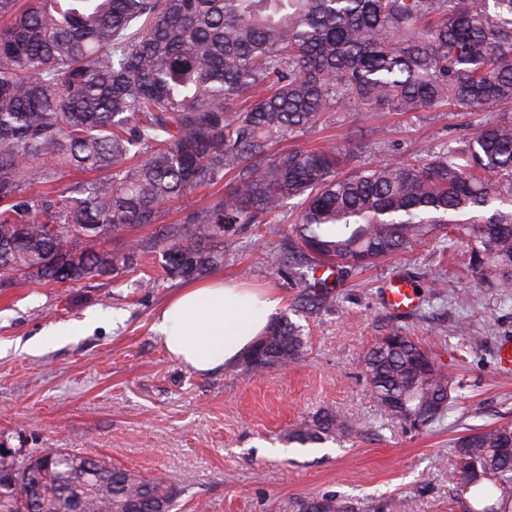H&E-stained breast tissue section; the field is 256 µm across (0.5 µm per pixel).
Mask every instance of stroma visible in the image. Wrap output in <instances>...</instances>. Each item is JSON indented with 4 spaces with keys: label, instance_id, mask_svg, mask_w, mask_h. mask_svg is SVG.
<instances>
[{
    "label": "stroma",
    "instance_id": "1",
    "mask_svg": "<svg viewBox=\"0 0 512 512\" xmlns=\"http://www.w3.org/2000/svg\"><path fill=\"white\" fill-rule=\"evenodd\" d=\"M488 118L381 114L324 125L307 139L339 142L360 126L368 132L366 160L402 161ZM382 127L387 148L379 145ZM287 251L283 234L236 224L224 234L223 263L206 275L276 289L289 310L303 291L265 261ZM470 257L452 229L362 269L343 263L319 271L332 290L328 302L296 318L307 336L301 360L261 373L238 362L200 375L167 354L152 325L185 281L165 275L161 252L138 254L113 275L0 286V453L17 461L68 448L173 479L174 512H298L324 495L353 512H464L453 439L512 423V372L498 361L512 346V299L470 271ZM401 277L417 287L418 304L398 312L383 290ZM92 313L94 329L37 354L24 351L50 328ZM462 322L481 337L479 347L458 336ZM394 332L428 347L460 384L449 412L419 430L380 405L366 381L365 353ZM325 412L345 421L336 439L293 440Z\"/></svg>",
    "mask_w": 512,
    "mask_h": 512
}]
</instances>
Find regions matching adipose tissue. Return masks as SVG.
Listing matches in <instances>:
<instances>
[{
  "label": "adipose tissue",
  "mask_w": 512,
  "mask_h": 512,
  "mask_svg": "<svg viewBox=\"0 0 512 512\" xmlns=\"http://www.w3.org/2000/svg\"><path fill=\"white\" fill-rule=\"evenodd\" d=\"M280 305L270 289L237 288L220 278L191 282L157 313L153 329L173 359L209 374L248 351Z\"/></svg>",
  "instance_id": "adipose-tissue-1"
}]
</instances>
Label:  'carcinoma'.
<instances>
[{"instance_id":"carcinoma-1","label":"carcinoma","mask_w":512,"mask_h":512,"mask_svg":"<svg viewBox=\"0 0 512 512\" xmlns=\"http://www.w3.org/2000/svg\"><path fill=\"white\" fill-rule=\"evenodd\" d=\"M485 122L404 162L362 159L354 137L271 148L338 113L485 112ZM94 174L91 179L86 174ZM224 183L165 224L171 278L224 262L228 224H276L295 248L353 267L464 230L478 267L512 298V0H0V284L106 276L100 242L156 224L163 207ZM302 328L271 323L252 372L302 357ZM375 399L412 429L450 409L455 380L410 337L364 357ZM334 415L295 433L335 436ZM512 424L453 440L457 484L512 512ZM29 476L42 512H171L173 483L45 448ZM301 512H352L334 495Z\"/></svg>"}]
</instances>
